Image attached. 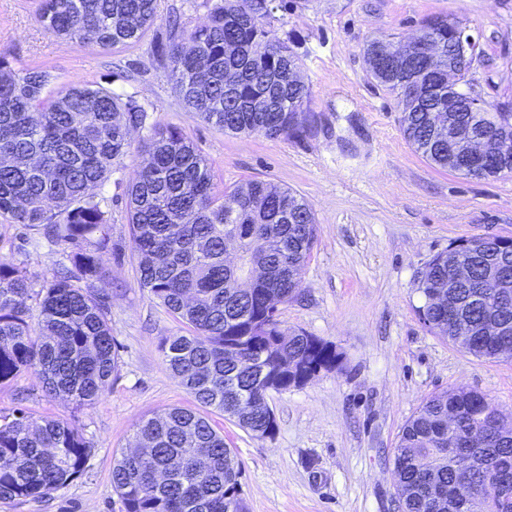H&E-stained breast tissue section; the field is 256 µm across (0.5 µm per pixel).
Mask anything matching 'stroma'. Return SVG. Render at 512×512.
Wrapping results in <instances>:
<instances>
[{
	"label": "stroma",
	"mask_w": 512,
	"mask_h": 512,
	"mask_svg": "<svg viewBox=\"0 0 512 512\" xmlns=\"http://www.w3.org/2000/svg\"><path fill=\"white\" fill-rule=\"evenodd\" d=\"M37 4L0 0V57L14 70L46 69L56 90L81 82L137 93L154 122L189 137L218 184L271 181L314 210L317 242L280 319L335 346L339 368L269 393L273 437H254L223 413H208L241 463L247 512H401L395 448L429 395L463 385L512 418V359L468 354L417 314L418 282L436 254L465 239L512 238V174L481 179L431 166L404 139L398 103L363 55L371 37L406 40L427 18H448L476 41L470 87L489 111H512V0H274L267 27L299 56L312 91L303 129L278 139L207 124L184 107L157 62L154 43L169 16L193 29L207 17V0H157L148 35L112 50L49 34ZM142 163L130 153L102 189L112 224L101 286L120 361L110 387L77 409L45 397L33 372L0 383V415L21 406L36 418L68 420L90 441L85 472L43 499L0 500V512H124L112 465L132 446L137 423L195 406L161 352L163 338L182 326L138 283L126 191ZM0 255L26 269L36 288L67 262L41 231L15 225L0 226Z\"/></svg>",
	"instance_id": "stroma-1"
}]
</instances>
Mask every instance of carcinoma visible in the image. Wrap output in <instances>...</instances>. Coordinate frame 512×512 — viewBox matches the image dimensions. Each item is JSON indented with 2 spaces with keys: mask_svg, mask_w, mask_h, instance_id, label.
<instances>
[{
  "mask_svg": "<svg viewBox=\"0 0 512 512\" xmlns=\"http://www.w3.org/2000/svg\"><path fill=\"white\" fill-rule=\"evenodd\" d=\"M156 0H41L38 21L50 34L79 45L130 47L154 24ZM265 0H217L207 21L191 32L176 19L155 54L170 70L184 106L203 121L234 134L286 137L297 127L311 97L308 84L292 82L283 62L300 68L299 58L267 29ZM424 26L442 43L448 67V19ZM241 56L229 61L224 47ZM394 95L402 112L404 137L431 164L452 172L470 165L438 146L432 134L453 119L475 132L512 138V112H490L482 125L469 112L448 113V87L416 61L405 74L370 71ZM40 68L13 70L0 59V224L38 227L71 264L66 272L31 287L22 268L0 256V383L31 370L49 397L62 396L84 408L109 387L119 355L107 319V295L100 252L109 242L112 213L94 192L112 176L116 161L132 146L131 129L148 131V158L127 189V210L141 288L186 326L185 334L162 339L164 361L202 407L224 411L244 397L252 414L235 420L246 432L266 430L258 349L288 336L284 357L331 371L339 353L304 332L287 333L279 313L295 298L292 277L301 275L317 241L311 205L275 183L252 180L226 189L217 186L193 142L178 128L150 122L137 93L72 84L57 92ZM249 261L260 267L246 288L224 268L225 233ZM470 265L467 283L454 289L460 313L482 325L490 303L480 284L484 269L512 272V245L469 248L458 245ZM421 295L448 281V261L433 259ZM423 324L448 336V312L423 303ZM501 341L478 332L467 353L498 358ZM460 412L458 434L472 482L490 474L512 487V437L482 436L496 419L494 405L464 386L431 394L403 426L394 469L406 512H439L423 490V474L446 489L457 478L456 458L445 453L440 422L448 410ZM137 447L143 457L123 453L112 467V488L124 512H245L240 497L241 466L210 421L171 408L142 421ZM91 443L65 419H36L24 409L0 416V500H37L80 478ZM182 467L170 480L156 474L174 459Z\"/></svg>",
  "mask_w": 512,
  "mask_h": 512,
  "instance_id": "obj_1",
  "label": "carcinoma"
}]
</instances>
